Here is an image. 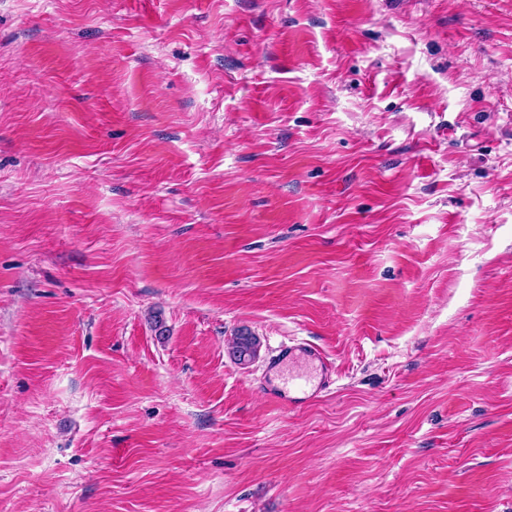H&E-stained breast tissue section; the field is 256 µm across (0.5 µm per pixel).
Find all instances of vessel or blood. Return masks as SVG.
<instances>
[{
  "label": "vessel or blood",
  "mask_w": 512,
  "mask_h": 512,
  "mask_svg": "<svg viewBox=\"0 0 512 512\" xmlns=\"http://www.w3.org/2000/svg\"><path fill=\"white\" fill-rule=\"evenodd\" d=\"M279 360H304L305 370L290 372L281 386L267 390L266 396L291 409H300L320 398L333 381L335 367L322 349L299 343L282 349Z\"/></svg>",
  "instance_id": "obj_1"
}]
</instances>
